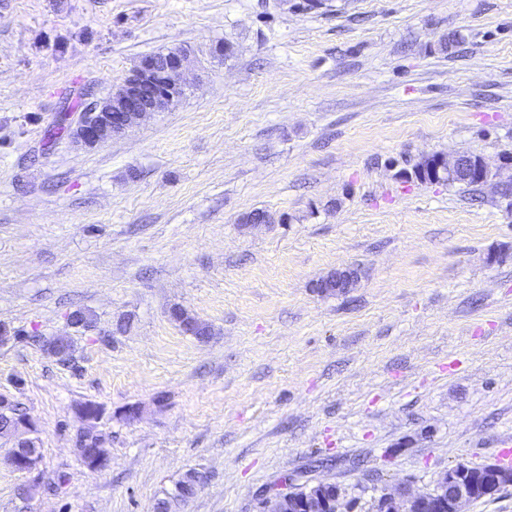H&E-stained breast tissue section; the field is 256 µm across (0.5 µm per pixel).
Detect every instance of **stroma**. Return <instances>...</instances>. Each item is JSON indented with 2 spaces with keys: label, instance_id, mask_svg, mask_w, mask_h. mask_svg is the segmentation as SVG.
<instances>
[{
  "label": "stroma",
  "instance_id": "35a3bbf8",
  "mask_svg": "<svg viewBox=\"0 0 512 512\" xmlns=\"http://www.w3.org/2000/svg\"><path fill=\"white\" fill-rule=\"evenodd\" d=\"M299 2L0 0V395L56 485L21 501L0 461V512H153L191 472L172 512L320 480L372 512L512 440V192L402 176L512 162V0ZM171 49L178 102L97 148L48 142ZM257 209L271 223H244ZM348 266L356 288L316 291ZM87 401L100 472L75 447ZM196 473L187 474L184 479L176 483L175 488L172 492L167 493L169 498L173 499H183L192 495L196 489V486L199 482V479ZM167 494L163 498L157 499L155 503V512H170V499H168Z\"/></svg>",
  "mask_w": 512,
  "mask_h": 512
}]
</instances>
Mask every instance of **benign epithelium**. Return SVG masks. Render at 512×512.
Segmentation results:
<instances>
[{"label":"benign epithelium","mask_w":512,"mask_h":512,"mask_svg":"<svg viewBox=\"0 0 512 512\" xmlns=\"http://www.w3.org/2000/svg\"><path fill=\"white\" fill-rule=\"evenodd\" d=\"M184 53L172 50L159 56L141 59L136 69L126 77L108 98L97 100L86 111L79 113L72 128L75 142L89 148L97 147L123 135L153 112L166 109L184 94ZM430 178L458 172L464 176L478 175L482 183L492 182L491 169L481 160L473 163L455 157L433 155ZM358 273L354 269H336L317 283L319 288L347 290L356 286ZM80 459L91 471L108 466L104 448L78 449ZM5 461L13 469L26 475L29 497L40 490L42 477L38 473L39 456L35 452L17 453L9 450ZM512 486V469L496 464L483 466H453L442 473L428 491L413 490L404 484L397 491H382L377 499L376 512H463V507L494 495L502 488ZM258 512H353L351 503L344 500L338 486L332 482L301 484L262 503Z\"/></svg>","instance_id":"obj_1"}]
</instances>
